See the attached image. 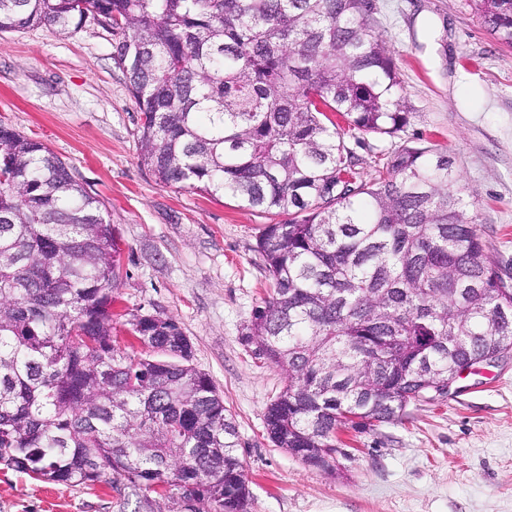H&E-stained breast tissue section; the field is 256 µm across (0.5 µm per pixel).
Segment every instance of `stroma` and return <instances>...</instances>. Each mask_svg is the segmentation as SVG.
<instances>
[{"mask_svg":"<svg viewBox=\"0 0 512 512\" xmlns=\"http://www.w3.org/2000/svg\"><path fill=\"white\" fill-rule=\"evenodd\" d=\"M412 112L400 137L354 144L364 177L400 145L446 149L499 275L512 283V47L469 0H373ZM119 34L86 22L0 33V122L44 142L103 204L121 249L114 311L172 316L236 423L247 512H512V353L464 370L442 398L337 434L335 472L270 441L279 368L243 341L268 279L257 239L275 218L232 197L163 185L140 164V112L114 58ZM148 490L43 482L0 467V512H198Z\"/></svg>","mask_w":512,"mask_h":512,"instance_id":"obj_1","label":"stroma"}]
</instances>
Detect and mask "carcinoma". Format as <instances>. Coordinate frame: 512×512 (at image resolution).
<instances>
[{"mask_svg": "<svg viewBox=\"0 0 512 512\" xmlns=\"http://www.w3.org/2000/svg\"><path fill=\"white\" fill-rule=\"evenodd\" d=\"M512 46V0H470ZM372 0H0V33L87 20L141 112L140 162L165 185L283 217L257 249L270 295L246 326L285 375L268 437L317 469L336 433L394 420L512 351L504 288L448 151L402 145L369 180L348 131L394 137L409 106ZM121 275L102 203L42 142L0 123V465L43 482L177 491L246 512L236 425L172 317L112 336Z\"/></svg>", "mask_w": 512, "mask_h": 512, "instance_id": "1", "label": "carcinoma"}]
</instances>
